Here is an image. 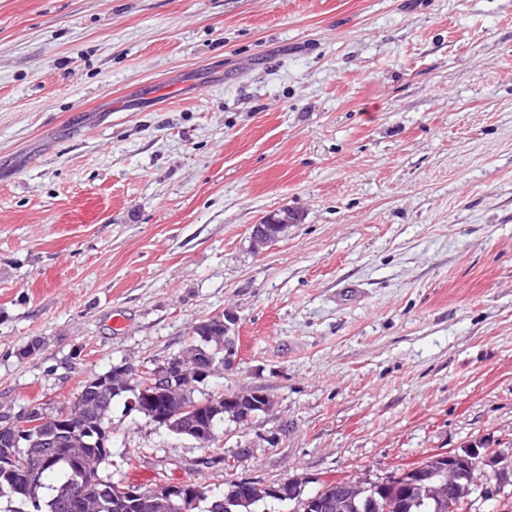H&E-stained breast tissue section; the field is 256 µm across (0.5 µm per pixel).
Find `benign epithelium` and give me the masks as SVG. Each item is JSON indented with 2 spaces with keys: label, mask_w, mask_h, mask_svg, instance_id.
Masks as SVG:
<instances>
[{
  "label": "benign epithelium",
  "mask_w": 512,
  "mask_h": 512,
  "mask_svg": "<svg viewBox=\"0 0 512 512\" xmlns=\"http://www.w3.org/2000/svg\"><path fill=\"white\" fill-rule=\"evenodd\" d=\"M299 223V215L286 208L267 217V222L254 224L251 228L250 242L254 250L270 246L288 235V227ZM236 319L226 314L220 321L219 329L210 322H202L196 332L204 337L213 335V331L224 334V365L232 362L234 348L230 333ZM197 369L190 374L183 370L181 359L177 356L152 368H142L133 386L134 399L130 401L132 409L150 418L161 426L168 427L180 434L192 437L202 447L210 444L212 429L203 420L190 414L188 408H175L176 394L187 385L205 382L214 371V362L209 352L194 349ZM209 415L215 417L226 413L230 421L237 424H250L259 414H267L274 409V400L264 391L247 388L225 394L216 400L207 402ZM29 413L13 416L0 425V454L4 460L15 458L21 439L28 443H37L41 448H57L79 433L88 432L86 421L82 417L65 416L52 432H42L35 424L26 422ZM436 471L446 476V480L434 488L441 498H448V512H457L460 505H468L473 500H491L504 493V488L512 485V459L494 448L474 445L460 452L448 451L434 457ZM260 496L273 499H297L305 503L306 512H323L324 503L319 496L304 494V483L297 479H288L275 484H261ZM109 508L116 512L135 508L139 512H149L154 502L143 497L139 488L133 484H114L106 488ZM156 496L166 500L174 512L181 503L200 497V489L191 483L164 484Z\"/></svg>",
  "instance_id": "benign-epithelium-1"
}]
</instances>
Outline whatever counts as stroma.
<instances>
[{
    "instance_id": "stroma-1",
    "label": "stroma",
    "mask_w": 512,
    "mask_h": 512,
    "mask_svg": "<svg viewBox=\"0 0 512 512\" xmlns=\"http://www.w3.org/2000/svg\"><path fill=\"white\" fill-rule=\"evenodd\" d=\"M227 313L194 396L274 410L204 448L120 395L102 478L311 492L512 452V0H0V407ZM268 220L271 224H266ZM299 215L288 208L281 209L270 214L260 224H253L250 233L251 247L259 250L270 246L272 243L288 235L290 224L299 223ZM217 321L220 323L219 329H214L208 321L200 323L195 329L196 332L200 333L204 337L215 336L213 334L214 330L224 334V339L222 341L219 339H213L208 345L210 352L216 359L215 365H218L216 373L222 369L221 366L223 363H220L222 358L224 359V366H227L232 362V356L235 351L232 345L230 333L233 331L232 325L236 324V319L232 315L224 314V320L220 319Z\"/></svg>"
}]
</instances>
